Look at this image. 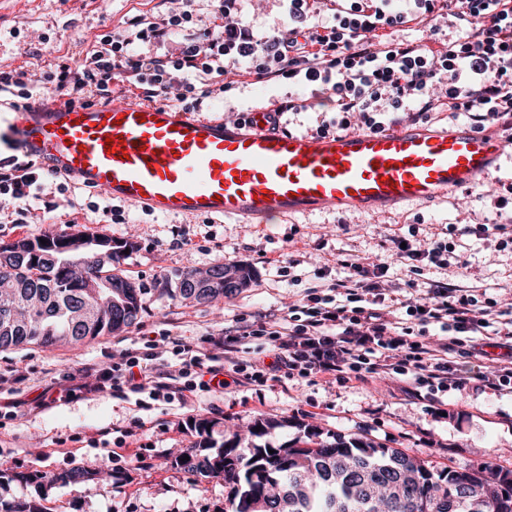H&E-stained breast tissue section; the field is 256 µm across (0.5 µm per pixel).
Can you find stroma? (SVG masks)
<instances>
[{"label":"stroma","mask_w":512,"mask_h":512,"mask_svg":"<svg viewBox=\"0 0 512 512\" xmlns=\"http://www.w3.org/2000/svg\"><path fill=\"white\" fill-rule=\"evenodd\" d=\"M166 8L165 0H0V69L22 66L38 74L62 60L79 63L98 36L121 28L128 18L155 16ZM289 95L304 98L308 92L240 76L226 95L211 99L206 116L231 119ZM511 186L512 159H507L478 194L459 190L444 200L389 211H314L248 224L159 215L137 204L108 202L74 184L61 193L51 181L44 192L58 207L40 212L39 223L16 224L0 211L4 242L64 230L131 243L121 268L146 290L141 318L127 331L52 351L34 345L0 351V396L25 404L17 418L0 417V470L53 473L104 462L113 472L105 482L39 489L5 481L0 499L39 492L48 503L65 505L66 512H223L229 492L223 480L196 482L173 464L179 450L196 441L190 422L199 418L213 420L211 438L218 446L236 435L252 441L251 429L262 420L273 424L266 439L275 447L296 443L310 427L325 436L341 434L400 449L438 470L477 468L490 460L499 471L512 472V392L507 390L452 387L432 403L400 391L389 377L369 386L285 379L263 386L233 382L223 395L200 393L184 409L153 400L139 407L108 393H80L48 407L37 404L46 386H69L71 374L85 363H111L121 351L141 346L143 337L169 334L198 342L245 323L278 321L289 304L346 276L336 262L341 254L384 258L391 280L404 282L406 272L396 263L389 238L412 227L422 239L447 234L468 263L462 272L453 266L425 267L423 281L478 287L496 300L497 310H505L512 304V250L500 248L495 230L475 235L464 228L492 221L495 198ZM92 201L100 203V212L88 211ZM107 204L112 207L108 213L103 210ZM218 262L250 266L255 282L217 307L157 291L164 279L205 271ZM104 427L111 433L103 442L97 431ZM129 439L146 466H130L124 455L112 454V446Z\"/></svg>","instance_id":"1"}]
</instances>
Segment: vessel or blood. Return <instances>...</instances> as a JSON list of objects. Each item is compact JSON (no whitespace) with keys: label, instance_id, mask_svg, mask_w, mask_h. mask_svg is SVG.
Listing matches in <instances>:
<instances>
[{"label":"vessel or blood","instance_id":"vessel-or-blood-1","mask_svg":"<svg viewBox=\"0 0 512 512\" xmlns=\"http://www.w3.org/2000/svg\"><path fill=\"white\" fill-rule=\"evenodd\" d=\"M11 137L27 158L92 191L160 215L258 224L323 209L386 210L485 184L512 140L469 124L328 136L246 126L137 100L55 103L16 112Z\"/></svg>","mask_w":512,"mask_h":512}]
</instances>
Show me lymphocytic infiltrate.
Returning <instances> with one entry per match:
<instances>
[{
    "label": "lymphocytic infiltrate",
    "instance_id": "1",
    "mask_svg": "<svg viewBox=\"0 0 512 512\" xmlns=\"http://www.w3.org/2000/svg\"><path fill=\"white\" fill-rule=\"evenodd\" d=\"M242 0H215L214 17L203 22L192 10L171 8L150 17L129 18L120 31L103 34L82 63L62 61L33 74L18 67L0 70V95L14 97V109L48 105L50 92L69 103L107 104L114 86L142 100L175 103L203 112L210 99L231 90L226 75L253 76L266 83L288 82L326 96L332 114L314 128L317 136L385 132L402 122H428L433 113L461 114L480 132L512 131V0H282L284 27L254 28L241 15ZM462 33L440 36V20ZM416 26L423 36L399 41L393 33ZM47 173L33 162H0V196L26 217L44 190ZM393 253L409 273L410 293L396 299L385 263L339 256L345 279L328 294H307L288 305L279 322L243 327L234 336H209L193 345L176 337L145 339L143 351L125 350L119 361L92 365L80 384L57 390L55 399L76 392L148 396L187 406L202 392H223L225 366L251 383L277 375L309 381L369 383L388 375L405 393L428 396L448 387L474 385L512 390V318L491 321L475 294L434 282L416 296L424 266L454 263L441 238L403 240L391 236ZM405 308L398 317L397 308ZM440 326L431 340V326ZM494 335L506 349L494 371L451 360L462 337ZM268 339L265 357L246 361L240 352L250 339Z\"/></svg>",
    "mask_w": 512,
    "mask_h": 512
}]
</instances>
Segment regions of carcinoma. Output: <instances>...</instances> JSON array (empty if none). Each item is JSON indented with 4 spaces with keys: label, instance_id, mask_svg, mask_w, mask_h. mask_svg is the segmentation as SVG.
I'll use <instances>...</instances> for the list:
<instances>
[{
    "label": "carcinoma",
    "instance_id": "1",
    "mask_svg": "<svg viewBox=\"0 0 512 512\" xmlns=\"http://www.w3.org/2000/svg\"><path fill=\"white\" fill-rule=\"evenodd\" d=\"M70 235L55 232L35 240L0 243V286L10 287V298L0 299V351L24 345L45 349L79 345L102 336L124 332L138 323L144 310L145 289L119 269L129 245L110 237L103 250L111 251L102 262L92 252L82 257L70 249ZM46 243H41V240ZM246 285L254 280L252 269L219 262L208 274L217 282L195 288L198 275H178L175 293L189 303H216L238 294L224 289V272ZM108 285L114 298L99 309V297L88 281ZM96 311L90 319L86 313ZM212 421L194 420L200 440L182 451L174 465L194 480L224 479L230 486L225 512H442V500L456 498L455 512H512V472L500 473L488 462L480 468L459 466L433 470L425 461L396 448L334 434L320 439L305 431L304 445H286L269 453L270 446L241 447V440L214 448L209 441ZM112 478L106 465L77 467L50 475L38 472L5 473L0 479L20 484L71 483ZM0 512H52L45 499L21 497L0 502Z\"/></svg>",
    "mask_w": 512,
    "mask_h": 512
}]
</instances>
